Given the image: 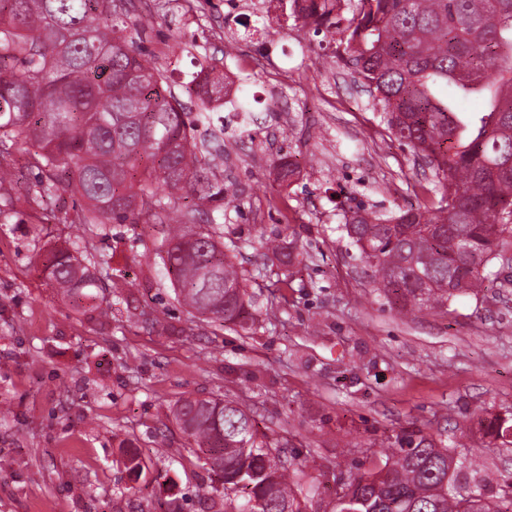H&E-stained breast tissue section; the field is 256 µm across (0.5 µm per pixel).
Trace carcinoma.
<instances>
[{
  "mask_svg": "<svg viewBox=\"0 0 512 512\" xmlns=\"http://www.w3.org/2000/svg\"><path fill=\"white\" fill-rule=\"evenodd\" d=\"M297 2L294 20L338 36L380 122L431 172L416 208L344 214L372 286L407 313L479 292L512 262V0H309L302 12ZM140 25L131 0H0V222L25 215L36 229L45 201L79 196L64 223L82 234L48 252L44 273L93 310L112 257L89 259V239L108 224H164L155 257L176 296L243 327L255 320L245 278L214 228L235 203L216 173L224 140L202 148L197 137L224 106V74L211 64L192 74L191 112L143 59ZM470 99L482 109H462ZM20 145L36 170L24 185L13 179ZM267 246L283 266L296 259L286 239ZM173 417L196 461L221 477L224 512H305L314 482L239 403L185 398ZM481 433L512 447V412ZM396 444L341 484L334 512H512V473L487 487L467 444L440 448L420 431Z\"/></svg>",
  "mask_w": 512,
  "mask_h": 512,
  "instance_id": "cac0c4a2",
  "label": "carcinoma"
}]
</instances>
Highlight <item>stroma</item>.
Here are the masks:
<instances>
[{
  "instance_id": "obj_1",
  "label": "stroma",
  "mask_w": 512,
  "mask_h": 512,
  "mask_svg": "<svg viewBox=\"0 0 512 512\" xmlns=\"http://www.w3.org/2000/svg\"><path fill=\"white\" fill-rule=\"evenodd\" d=\"M139 0L146 60L173 67L184 97L198 60L229 80L224 183L238 206L218 231L247 277L253 327L198 322L154 263L159 224H112L92 254L112 257L126 289H100L109 321L76 308L42 272L48 242L77 234L0 224V512H224L220 478L193 462L170 409L184 397L246 408L258 433L295 456L332 512L340 483L420 430L473 445L488 485L506 452L484 447L477 408L512 410V287L491 279L447 311L403 315L374 291L339 226L350 208L394 214L423 196V167L385 129L329 33L283 0ZM188 51L171 60V35ZM297 161L292 183L278 163ZM294 240L289 283L263 244ZM164 317L153 327L146 313ZM140 452L128 472L124 444Z\"/></svg>"
}]
</instances>
